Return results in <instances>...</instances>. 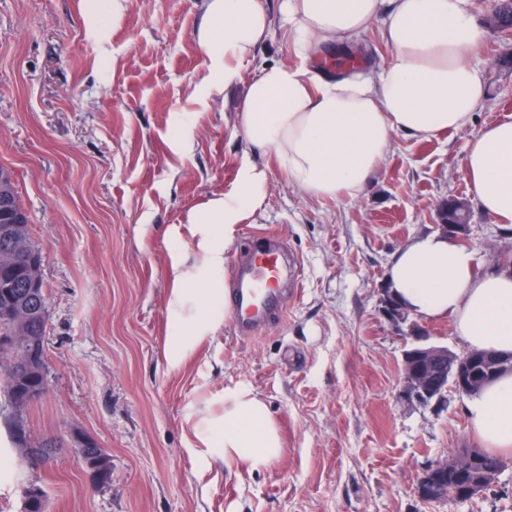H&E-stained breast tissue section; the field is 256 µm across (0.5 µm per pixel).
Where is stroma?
Segmentation results:
<instances>
[{"label":"stroma","mask_w":512,"mask_h":512,"mask_svg":"<svg viewBox=\"0 0 512 512\" xmlns=\"http://www.w3.org/2000/svg\"><path fill=\"white\" fill-rule=\"evenodd\" d=\"M274 26L232 83L199 94L206 59L194 38L202 0H0V165L10 168L43 253L48 388L24 412L27 442L53 438L47 458H21L0 405V512H21L41 486L47 512H512V457L491 491L428 503L415 484L433 462L481 442L469 398L408 397L403 355L418 345H468L449 320H388L392 256L433 232L440 205L468 197L461 164L483 126L512 118V39L487 33L473 61L486 97L465 129L397 135L363 194L317 198L289 182L271 151L238 123L247 80L297 58L280 0ZM266 173L261 208L237 224L232 265L269 230L300 260L301 288L281 323L230 330L227 303L179 364L164 342L195 298L173 300V251L200 264L190 213L234 194L245 168ZM478 263L512 252V226L470 208L464 242ZM244 383L267 403L280 459L248 472L206 453L224 417V388ZM106 448L112 478L94 486L75 439Z\"/></svg>","instance_id":"stroma-1"}]
</instances>
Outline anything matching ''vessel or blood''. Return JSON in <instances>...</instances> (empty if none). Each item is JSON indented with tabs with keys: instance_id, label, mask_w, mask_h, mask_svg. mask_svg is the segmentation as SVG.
Wrapping results in <instances>:
<instances>
[{
	"instance_id": "1",
	"label": "vessel or blood",
	"mask_w": 512,
	"mask_h": 512,
	"mask_svg": "<svg viewBox=\"0 0 512 512\" xmlns=\"http://www.w3.org/2000/svg\"><path fill=\"white\" fill-rule=\"evenodd\" d=\"M297 262L280 234L259 231L250 236L248 249L239 255L227 284L229 311L239 335L283 319L282 284L289 266Z\"/></svg>"
}]
</instances>
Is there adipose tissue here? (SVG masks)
<instances>
[{"instance_id":"adipose-tissue-1","label":"adipose tissue","mask_w":512,"mask_h":512,"mask_svg":"<svg viewBox=\"0 0 512 512\" xmlns=\"http://www.w3.org/2000/svg\"><path fill=\"white\" fill-rule=\"evenodd\" d=\"M292 47L303 62L263 67L246 86L239 122L246 140L271 149L289 181L319 198L358 197L398 133L430 139L468 126L486 96L472 57L485 38L474 0H281ZM381 24L392 55L378 76L352 68L330 77L313 66L319 50L338 44L359 53V36ZM270 34L260 0H204L195 34L208 61L207 80L227 84L236 65ZM469 192L483 213L512 224V120L489 124L469 140L463 161ZM265 172L248 169L237 191L190 215L206 225L198 243L202 268L175 259L176 297L205 284L200 308L213 307L224 268L220 239L259 207ZM472 251L438 233L413 238L393 256V296L426 319H450L472 348L512 353V273L477 272ZM469 424L485 446L512 453V375L488 386L468 406ZM283 442L265 401L245 384L224 389V425L209 442L212 459L255 470L277 460Z\"/></svg>"}]
</instances>
